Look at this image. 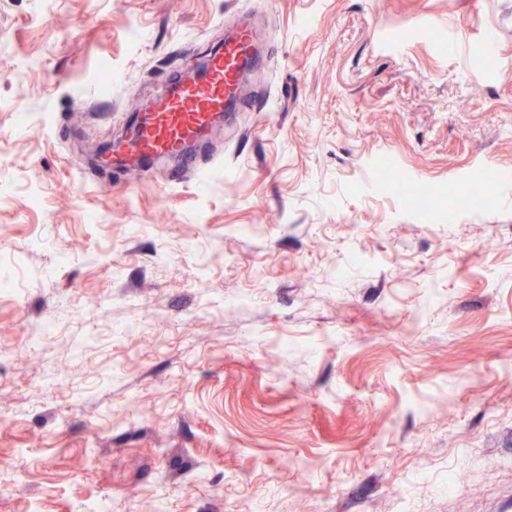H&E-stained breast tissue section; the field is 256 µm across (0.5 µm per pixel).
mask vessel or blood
<instances>
[{"mask_svg": "<svg viewBox=\"0 0 512 512\" xmlns=\"http://www.w3.org/2000/svg\"><path fill=\"white\" fill-rule=\"evenodd\" d=\"M269 32L241 21L232 35L203 58L196 79H167L151 105L136 116L114 145L111 160L147 171L171 160L173 182L198 174L196 147L228 127L236 111L250 100L246 78L256 66Z\"/></svg>", "mask_w": 512, "mask_h": 512, "instance_id": "obj_1", "label": "vessel or blood"}]
</instances>
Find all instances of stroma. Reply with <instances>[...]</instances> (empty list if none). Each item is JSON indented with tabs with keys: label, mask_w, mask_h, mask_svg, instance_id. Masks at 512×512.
<instances>
[{
	"label": "stroma",
	"mask_w": 512,
	"mask_h": 512,
	"mask_svg": "<svg viewBox=\"0 0 512 512\" xmlns=\"http://www.w3.org/2000/svg\"><path fill=\"white\" fill-rule=\"evenodd\" d=\"M247 11L202 172L98 168ZM506 173L512 0H0V504L512 512Z\"/></svg>",
	"instance_id": "1"
}]
</instances>
